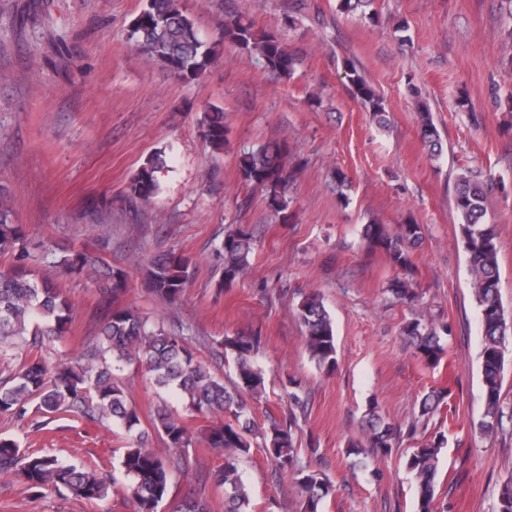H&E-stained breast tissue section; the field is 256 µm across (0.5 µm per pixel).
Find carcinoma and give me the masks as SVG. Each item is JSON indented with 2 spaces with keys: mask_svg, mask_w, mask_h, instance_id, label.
Instances as JSON below:
<instances>
[{
  "mask_svg": "<svg viewBox=\"0 0 512 512\" xmlns=\"http://www.w3.org/2000/svg\"><path fill=\"white\" fill-rule=\"evenodd\" d=\"M373 2L339 0V7L373 23ZM221 29V42L207 43L180 0H147L132 22L129 41L147 62L177 80L200 78L221 58L222 43L256 57L265 69L281 77L292 76L303 62L299 53L290 50L282 33L255 29L241 10L225 14ZM345 75L353 98L369 109L379 125H387L382 99L353 63L345 66ZM415 107L420 142L428 155L436 158L443 150L441 135L426 104L418 99ZM200 128L213 151L224 152L228 132L224 111L214 107L204 113ZM289 156L288 141L283 139L249 152L239 161L242 181L264 193L268 206L283 224L292 219L288 189L297 175ZM163 164L157 154L141 166L129 185L131 199L144 204L152 201ZM334 181L340 203L349 204L351 181L347 174L336 170ZM492 181L488 175L466 170L457 177L453 196L482 322L485 405L479 427L490 435L503 428L504 418L512 421V413L505 414L501 400L504 348L512 337V322L506 319L500 301L496 225L485 222ZM363 237L369 250L383 252L399 271L389 285L392 295L403 302L413 301L417 292L411 252L421 243V225L411 218L393 227L373 220L365 225ZM27 244L25 228L14 220L13 200L0 188V256L12 258L9 267L0 269V358L16 360L19 365L0 379L1 418L24 422L38 413L47 419L72 413L123 429L128 441L120 458L121 488L134 512H160L167 501L170 512H214L203 493L180 499L171 496L172 471L188 470L197 460V454L190 453L192 448L223 458L204 475L203 485L222 493L224 512H253L240 465L258 438L272 472L295 476L305 493V512H318L319 504L333 495V485L326 478L299 465L295 419L282 422L272 417L268 425L260 427L252 417L247 398L259 401L266 395L264 372L256 360L261 332L226 335L215 341L218 355L234 361L235 380L228 386L222 376L197 359L191 348L192 337L185 335L184 329L167 328L123 303L128 281L124 269L109 264L100 250L72 248L51 255V264L95 285L100 298L98 333L79 360L70 365L58 363L50 354L51 344L66 336L71 306L52 279L33 277L27 265ZM252 250L253 233L247 227L239 225L226 232L217 248L224 260L218 287L230 286L248 274ZM192 264L191 257L173 250L154 255L143 273L145 292L159 304H175L189 281ZM297 317L311 358L319 368L334 371L336 338L323 302L315 294L305 297L298 305ZM402 335L421 360L433 364L444 354L441 337L449 335V328L416 318L403 326ZM125 364L143 368L154 386L177 394L186 410L210 424L196 437L167 405H160L152 414L151 426L163 448L148 447L149 432L141 429L140 410L114 377V371ZM447 395V391L426 394L420 403V417L433 414ZM399 434L400 429L383 418L373 401L364 415L362 437L350 442L349 454L359 456L369 448L383 458ZM446 444L445 435L439 432L413 448L406 460V469L416 483L415 512H438L439 454ZM0 478L21 483L35 497L52 488L61 496L88 502L108 498L116 485V480L104 472L23 448L17 440L2 437Z\"/></svg>",
  "mask_w": 512,
  "mask_h": 512,
  "instance_id": "carcinoma-1",
  "label": "carcinoma"
}]
</instances>
